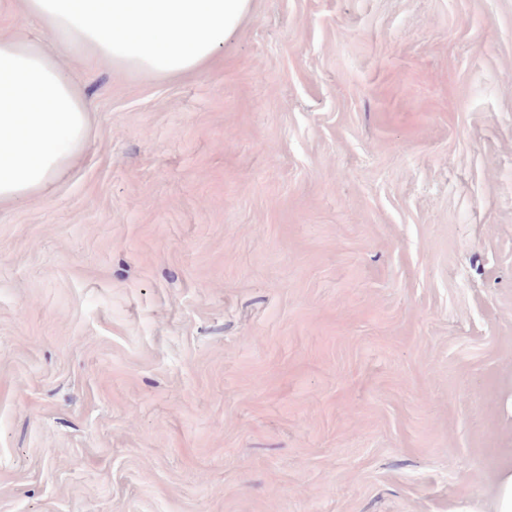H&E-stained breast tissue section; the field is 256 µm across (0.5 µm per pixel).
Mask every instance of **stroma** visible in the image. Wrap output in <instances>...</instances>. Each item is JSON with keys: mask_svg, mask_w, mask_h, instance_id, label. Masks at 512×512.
Here are the masks:
<instances>
[{"mask_svg": "<svg viewBox=\"0 0 512 512\" xmlns=\"http://www.w3.org/2000/svg\"><path fill=\"white\" fill-rule=\"evenodd\" d=\"M59 59L0 208V512H456L512 457V0H253L200 72ZM90 112L40 44L0 39V207L64 173L86 145Z\"/></svg>", "mask_w": 512, "mask_h": 512, "instance_id": "35a3bbf8", "label": "stroma"}]
</instances>
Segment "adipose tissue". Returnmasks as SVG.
I'll list each match as a JSON object with an SVG mask.
<instances>
[{
  "instance_id": "1",
  "label": "adipose tissue",
  "mask_w": 512,
  "mask_h": 512,
  "mask_svg": "<svg viewBox=\"0 0 512 512\" xmlns=\"http://www.w3.org/2000/svg\"><path fill=\"white\" fill-rule=\"evenodd\" d=\"M251 0H23L62 44L157 75L199 70ZM90 107L40 44L0 39V207L45 188L81 154Z\"/></svg>"
}]
</instances>
